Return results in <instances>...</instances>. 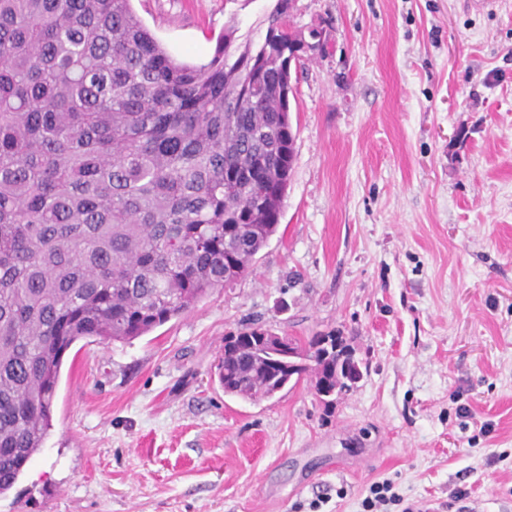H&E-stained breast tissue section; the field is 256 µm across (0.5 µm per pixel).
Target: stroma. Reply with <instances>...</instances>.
<instances>
[{
  "mask_svg": "<svg viewBox=\"0 0 512 512\" xmlns=\"http://www.w3.org/2000/svg\"><path fill=\"white\" fill-rule=\"evenodd\" d=\"M276 0H132L173 57ZM319 31L290 102L277 233L233 286L128 343L76 342L52 428L0 512H512V0H295ZM349 338L357 388L225 395L224 338ZM469 489L451 504L456 488ZM392 490V486L388 482H375L369 488V495L364 499L365 512H386L380 510L381 506L387 505L391 501H395L393 494L388 495Z\"/></svg>",
  "mask_w": 512,
  "mask_h": 512,
  "instance_id": "1",
  "label": "stroma"
}]
</instances>
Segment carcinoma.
Wrapping results in <instances>:
<instances>
[{"instance_id": "cac0c4a2", "label": "carcinoma", "mask_w": 512, "mask_h": 512, "mask_svg": "<svg viewBox=\"0 0 512 512\" xmlns=\"http://www.w3.org/2000/svg\"><path fill=\"white\" fill-rule=\"evenodd\" d=\"M277 0L262 40L174 59L131 0H0V495L42 448L66 352L129 342L248 275L277 231L295 160ZM297 343L332 394L360 368L340 336ZM224 394L288 387L264 330L217 364Z\"/></svg>"}]
</instances>
